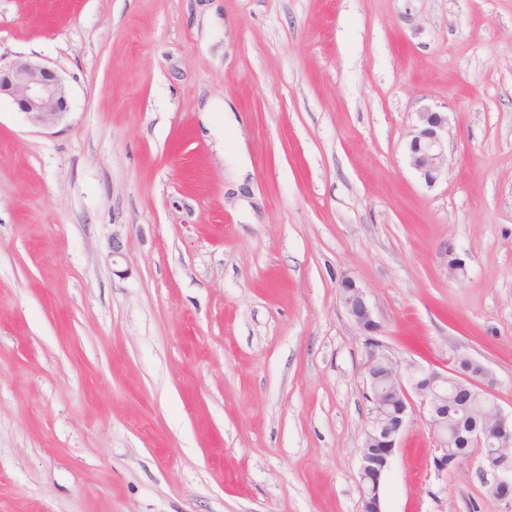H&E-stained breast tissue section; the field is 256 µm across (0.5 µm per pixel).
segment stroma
Returning a JSON list of instances; mask_svg holds the SVG:
<instances>
[{"label":"stroma","mask_w":512,"mask_h":512,"mask_svg":"<svg viewBox=\"0 0 512 512\" xmlns=\"http://www.w3.org/2000/svg\"><path fill=\"white\" fill-rule=\"evenodd\" d=\"M18 59L69 114L0 101V512H361L347 279L394 360L473 359L512 417V0H0ZM435 455L413 413L382 512H512ZM411 167L431 188L448 172V119L425 106L417 114L407 144Z\"/></svg>","instance_id":"obj_1"}]
</instances>
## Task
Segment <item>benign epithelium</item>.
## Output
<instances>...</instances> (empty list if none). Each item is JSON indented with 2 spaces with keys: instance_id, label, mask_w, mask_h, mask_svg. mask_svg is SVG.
Listing matches in <instances>:
<instances>
[{
  "instance_id": "7a95c632",
  "label": "benign epithelium",
  "mask_w": 512,
  "mask_h": 512,
  "mask_svg": "<svg viewBox=\"0 0 512 512\" xmlns=\"http://www.w3.org/2000/svg\"><path fill=\"white\" fill-rule=\"evenodd\" d=\"M7 97L37 128L58 125L68 114V94L56 71L44 64L19 59L0 67V99ZM411 167L431 188L448 172V119L429 106L416 112L407 144ZM350 316L367 338L364 365L371 421L360 453L362 512H381L380 489L409 416L420 410L427 416L438 455L435 465L445 470L467 461L471 450L493 445L490 470L492 490L512 499V421L488 392L485 377L476 374L459 381L455 368L438 370L409 363L401 366L374 338L379 323L365 292L351 280L341 284ZM462 388L484 402L480 415H467L448 424V388Z\"/></svg>"
}]
</instances>
